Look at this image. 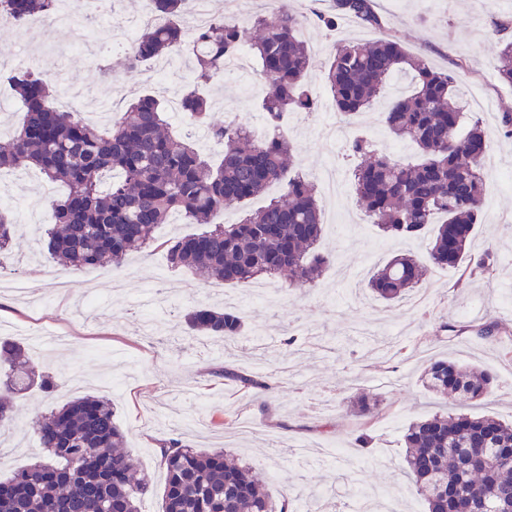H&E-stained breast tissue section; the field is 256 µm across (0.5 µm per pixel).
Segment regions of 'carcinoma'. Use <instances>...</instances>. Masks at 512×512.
Wrapping results in <instances>:
<instances>
[{"instance_id":"1","label":"carcinoma","mask_w":512,"mask_h":512,"mask_svg":"<svg viewBox=\"0 0 512 512\" xmlns=\"http://www.w3.org/2000/svg\"><path fill=\"white\" fill-rule=\"evenodd\" d=\"M61 0H0V20L18 26L34 15L53 19ZM163 23L139 35L127 67L171 55L189 43L197 59L196 76L181 96V111L205 124L209 98L200 86L224 71L225 61L246 47L259 60L265 77L262 108L272 132L258 139L240 125L210 128L224 145V158L210 164L190 139L169 131L167 104L153 94L129 99L120 121L98 126L55 105V85L38 68L21 66L0 77L12 85L24 112L8 143L0 145V168L34 166L67 193L52 202L54 227L47 229V253L65 270L87 266L122 267L124 260L153 241L154 229L179 213L189 224H214L232 204L265 193L273 182L279 197L247 212L236 224H214L199 234L167 243L169 262L201 275L246 288L262 275L288 269L298 283L312 285L328 257L317 251L323 233L314 184L287 166L294 146L281 132L285 115L312 112L317 96L307 81L313 57L299 36L301 21L283 5L260 14L246 26L214 17L204 27L183 24L189 0H152ZM352 15L379 24L371 0H335L320 16L326 28ZM501 82L512 85V42L496 57ZM408 75L414 90L394 98L384 126L394 138L415 146L418 160L382 153L367 136L357 135L348 151L363 161L353 171L356 203L380 231L416 236L437 224L428 259L432 265L471 261L474 225L483 211L487 143L479 122L462 127L457 82L408 53L399 40L347 41L336 46L326 71L327 90L336 108L352 119L371 105L397 75ZM15 219L0 210V259L11 253ZM427 267L412 255H398L373 272L368 288L381 300L399 303L421 283ZM193 331L232 342L246 330L235 310L199 306L184 314ZM450 332L473 331L491 343L505 340L499 321L479 326L444 324ZM0 362L7 367L0 382V431L12 426L21 391L37 383L50 391L55 376L30 361L25 347L0 342ZM224 376L244 391L271 388L268 374ZM428 386L439 396L480 399L492 392L485 371L447 359L426 367ZM48 461H37L0 481V512H141L151 492L149 480L125 451V432L113 420L112 402L93 396L74 399L41 416L34 424ZM467 444L488 446L487 466L470 462L458 451ZM407 475L429 512L467 508L484 512L489 501L512 512V424L492 415L434 414L412 423L405 434ZM167 473L161 512H277L279 505L247 463L224 456V449L185 448L178 440L159 448Z\"/></svg>"}]
</instances>
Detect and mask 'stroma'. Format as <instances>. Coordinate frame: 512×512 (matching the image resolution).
Returning <instances> with one entry per match:
<instances>
[{"label":"stroma","mask_w":512,"mask_h":512,"mask_svg":"<svg viewBox=\"0 0 512 512\" xmlns=\"http://www.w3.org/2000/svg\"><path fill=\"white\" fill-rule=\"evenodd\" d=\"M297 3L304 18L308 4L320 13L332 6V0ZM63 6L68 24L44 31L0 20V49L46 51L53 81L98 87L97 60L74 56L71 49L90 39L110 45L112 33L105 26L88 32V0H64ZM372 8L380 19L376 26L346 19L328 30L305 18L300 36L316 53L309 82L320 104H330L324 65L336 45L385 37L398 38L410 53L455 73L462 93L481 104L469 110L468 118L481 122L497 166L486 177L483 219L472 236V252L489 256L493 278L471 275L462 266L433 267L422 284L428 299L421 308L409 312L401 303L386 306L367 289L369 275L396 253L425 257L431 231L400 238L385 235L372 223H332L333 212L355 206L356 160L348 152V137L362 130L378 150L398 158L414 156V148L397 144L382 123L394 93H408L405 79L397 91H385L371 108L347 121L346 138L332 153L314 129L315 116L289 114L288 136L297 147L302 171L319 181L332 155L343 176L336 202L320 203L324 230L318 249L329 263L310 288L291 283L284 273L273 277L267 301L243 306L248 331L232 350H225L221 338L199 335L180 320L186 308H226L240 294L239 288L171 266L167 241L198 232V225H159L155 244L129 257L121 272L126 287L117 292L108 267L90 266L65 275L41 253L38 224L16 216L12 254L38 304L1 296L0 337L18 341L54 334L71 342L37 357V364L52 368L57 386L49 393L33 388L19 395L11 440L0 446V480L43 457L33 430L41 415L93 394L111 400L127 450L151 481L153 492L142 512L160 510L166 471L158 445L172 437L192 448H221L243 459L265 476L276 499L299 496L302 510L310 486H339L353 477L359 488L386 492L394 512H428L401 464L408 425L446 412L489 414L512 422V363L502 359L500 346L464 336L452 339L440 328L444 322L463 325L489 319L512 326V133L505 127V116L512 113V86L501 83L495 73L499 41L512 40V0H399L394 9L386 0H372ZM256 80L253 73L244 79L230 74L214 79L208 93L221 99L222 109L212 113V121L266 124L261 93L242 92L244 82ZM65 278L96 296V317L82 319L70 302L50 298L52 285ZM291 335L295 343L285 345ZM411 343L415 351L400 355V348ZM433 357L491 372L493 393L476 401L443 400L423 382ZM226 367L245 373L266 369L274 375L272 388L259 398L243 393L221 377ZM361 392L378 402L371 416L359 417L350 410ZM363 433L371 437L365 448L356 442Z\"/></svg>","instance_id":"1"}]
</instances>
